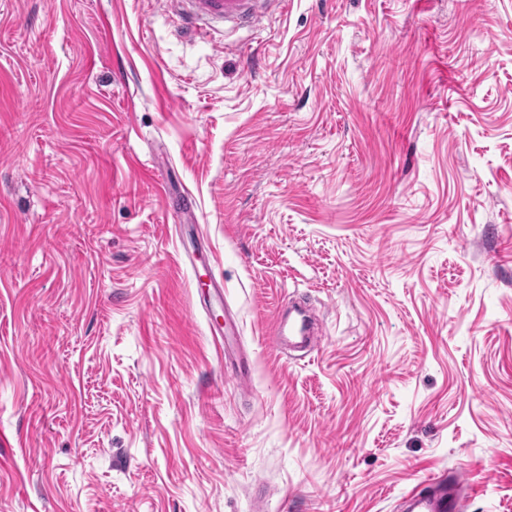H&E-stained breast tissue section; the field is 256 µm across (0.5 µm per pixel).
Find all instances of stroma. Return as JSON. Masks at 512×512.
Wrapping results in <instances>:
<instances>
[{
    "label": "stroma",
    "instance_id": "35a3bbf8",
    "mask_svg": "<svg viewBox=\"0 0 512 512\" xmlns=\"http://www.w3.org/2000/svg\"><path fill=\"white\" fill-rule=\"evenodd\" d=\"M178 25L0 0V512H512V0ZM305 336H308V329L304 319L288 323L287 327L277 314L271 320L267 341L274 349L288 357V341L291 337L305 338ZM460 486L456 474L450 487L446 479L431 478L424 487L407 494L408 508L404 512H459L462 510Z\"/></svg>",
    "mask_w": 512,
    "mask_h": 512
}]
</instances>
